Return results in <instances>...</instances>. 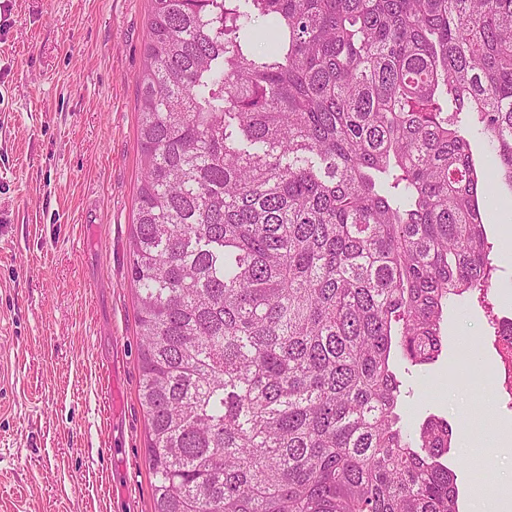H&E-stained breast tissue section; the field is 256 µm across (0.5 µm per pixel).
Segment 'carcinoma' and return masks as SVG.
Listing matches in <instances>:
<instances>
[{"instance_id":"carcinoma-1","label":"carcinoma","mask_w":512,"mask_h":512,"mask_svg":"<svg viewBox=\"0 0 512 512\" xmlns=\"http://www.w3.org/2000/svg\"><path fill=\"white\" fill-rule=\"evenodd\" d=\"M137 86L154 512H459L390 358L490 287L512 0H152Z\"/></svg>"}]
</instances>
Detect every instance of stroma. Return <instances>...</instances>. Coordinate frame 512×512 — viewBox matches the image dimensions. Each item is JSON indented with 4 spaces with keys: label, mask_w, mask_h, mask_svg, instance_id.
I'll use <instances>...</instances> for the list:
<instances>
[{
    "label": "stroma",
    "mask_w": 512,
    "mask_h": 512,
    "mask_svg": "<svg viewBox=\"0 0 512 512\" xmlns=\"http://www.w3.org/2000/svg\"><path fill=\"white\" fill-rule=\"evenodd\" d=\"M151 0H0V512H153L129 277L136 81ZM512 190L487 211L491 286L449 310L429 365L398 362L404 424L453 430L460 512L512 508ZM490 418L477 443L468 425Z\"/></svg>",
    "instance_id": "35a3bbf8"
}]
</instances>
